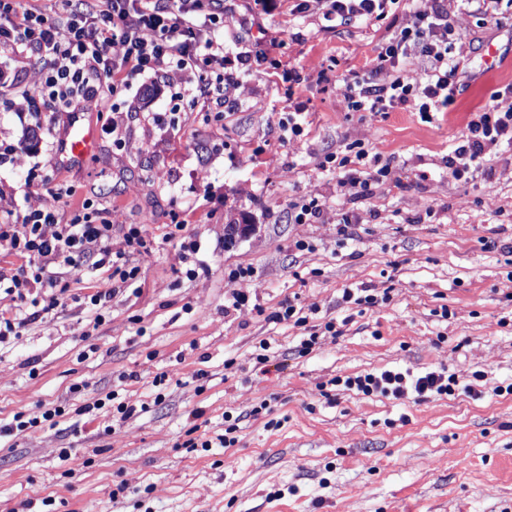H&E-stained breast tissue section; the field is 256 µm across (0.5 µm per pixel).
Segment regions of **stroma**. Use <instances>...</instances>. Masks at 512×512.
<instances>
[{
    "mask_svg": "<svg viewBox=\"0 0 512 512\" xmlns=\"http://www.w3.org/2000/svg\"><path fill=\"white\" fill-rule=\"evenodd\" d=\"M417 5L331 32L277 12L247 30L230 7L226 51L278 32L271 56L308 77L298 98L254 65L224 87L233 114L177 112L166 87L137 79L125 147L104 133L111 113L81 102L102 133L66 171L53 163L64 114L44 110L35 130L0 99V151H13L0 162V222L48 205L66 220L87 203L113 248L135 226L149 244L129 257L136 277L96 309L109 271L86 259L40 317L48 289H0V316L22 322L0 343V512H512V148L493 150L491 178L458 181L445 165L470 112L512 107L498 94L512 84V6L495 26L449 0L462 86L433 123L351 112L336 91L372 77L388 22L410 24ZM323 69L330 83L317 81ZM294 112L303 133L284 136ZM352 141L392 165L348 202L319 160ZM32 169L42 178L30 184ZM310 196L325 201L322 217L295 223L293 203ZM345 205L357 222L343 235ZM235 293L247 298L237 308ZM288 306L305 325L275 320ZM385 370L455 373L473 390L395 400L342 385ZM112 392L132 415L85 413ZM57 406L55 423L15 430L16 417Z\"/></svg>",
    "mask_w": 512,
    "mask_h": 512,
    "instance_id": "stroma-1",
    "label": "stroma"
}]
</instances>
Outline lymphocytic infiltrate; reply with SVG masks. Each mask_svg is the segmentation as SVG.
<instances>
[{"label": "lymphocytic infiltrate", "mask_w": 512, "mask_h": 512, "mask_svg": "<svg viewBox=\"0 0 512 512\" xmlns=\"http://www.w3.org/2000/svg\"><path fill=\"white\" fill-rule=\"evenodd\" d=\"M63 10L46 16L31 0H0V52H11L34 62L39 71L36 89L22 91L21 109L40 117L45 103L66 112L83 100H94L103 109L119 111L134 78L179 84L171 98L190 108L224 106V74L231 57L224 51V0H61ZM321 29H333L338 20L382 21L398 0H321ZM459 33L448 19L444 0H430L418 9L410 25L395 29L377 56V72H388V81L345 80L339 86L351 112L386 113L396 109L418 112L430 123L446 111L459 87V62L449 50ZM422 59L429 71L425 84L405 82L400 70L413 59ZM512 146V109L495 105L471 113L466 129L448 154V171L456 180L474 174L492 176L488 151L498 144ZM327 161L341 174L342 185L356 195H368L372 184L387 176L391 161L364 144L348 143L343 152ZM111 226L106 220L74 212L61 222L56 210L38 209L21 223L0 224V242L27 258L22 274L5 276L0 284L25 290L50 289L41 311L59 304L54 290L56 271L75 268L78 258L95 257L99 266L113 269L121 280L134 278L126 266L128 252L146 248L138 229H130L125 247L113 250ZM460 384L458 376L431 372L414 377L386 371L347 379L346 387L363 395L375 393L397 399H422L450 395Z\"/></svg>", "instance_id": "obj_1"}]
</instances>
